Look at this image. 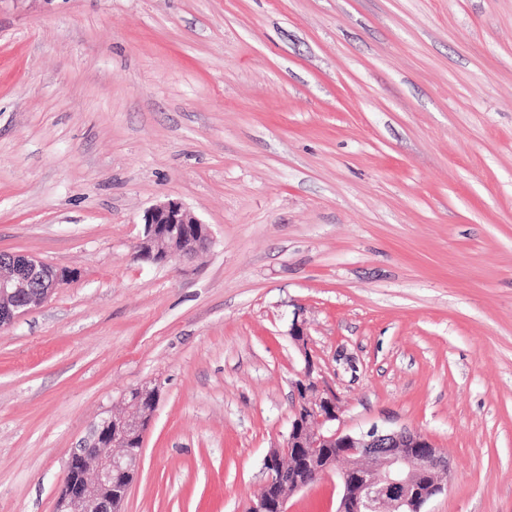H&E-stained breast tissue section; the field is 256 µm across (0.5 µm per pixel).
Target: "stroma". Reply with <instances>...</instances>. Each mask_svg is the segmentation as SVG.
I'll return each mask as SVG.
<instances>
[{"mask_svg":"<svg viewBox=\"0 0 512 512\" xmlns=\"http://www.w3.org/2000/svg\"><path fill=\"white\" fill-rule=\"evenodd\" d=\"M167 199L209 249L136 260ZM0 252L73 274L0 327V512L150 382L121 512H244L296 320L344 430L447 457L422 512H512V0H0Z\"/></svg>","mask_w":512,"mask_h":512,"instance_id":"obj_1","label":"stroma"}]
</instances>
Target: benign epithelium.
Listing matches in <instances>:
<instances>
[{
	"label": "benign epithelium",
	"mask_w": 512,
	"mask_h": 512,
	"mask_svg": "<svg viewBox=\"0 0 512 512\" xmlns=\"http://www.w3.org/2000/svg\"><path fill=\"white\" fill-rule=\"evenodd\" d=\"M212 243L208 224L181 202L167 200L143 215V237L136 254L155 264L190 259ZM69 274L23 255L0 263V326L40 306ZM289 336L304 356V368L292 382L294 404L284 444L264 458L266 478L246 512H286L293 494L336 472L341 488L336 512H421L443 489L448 464L430 437L418 431L349 433L335 427L336 395L314 377L316 363L307 334L293 321ZM158 387L141 385L129 393V410L102 417L89 444L73 450L59 499V512H119L136 476L152 411L144 402ZM339 448V457L318 452Z\"/></svg>",
	"instance_id": "obj_1"
}]
</instances>
